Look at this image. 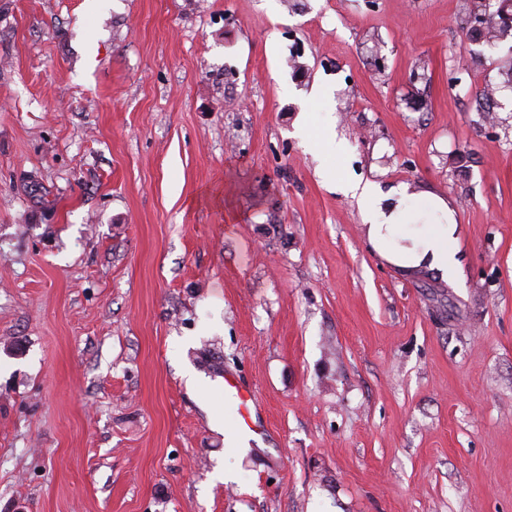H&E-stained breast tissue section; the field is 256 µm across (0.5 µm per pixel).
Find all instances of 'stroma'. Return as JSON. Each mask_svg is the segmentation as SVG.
<instances>
[{
  "label": "stroma",
  "instance_id": "stroma-1",
  "mask_svg": "<svg viewBox=\"0 0 512 512\" xmlns=\"http://www.w3.org/2000/svg\"><path fill=\"white\" fill-rule=\"evenodd\" d=\"M488 3L0 0V512H512ZM326 111L345 177L454 209L456 280L370 249ZM224 389L228 391L236 392V396L238 398V408L237 414L241 419L242 424L247 427V429L241 425L239 428L248 433L249 431H254V429L249 424L250 419V403L253 402L252 396L248 392L241 391L234 383L225 378L224 380Z\"/></svg>",
  "mask_w": 512,
  "mask_h": 512
}]
</instances>
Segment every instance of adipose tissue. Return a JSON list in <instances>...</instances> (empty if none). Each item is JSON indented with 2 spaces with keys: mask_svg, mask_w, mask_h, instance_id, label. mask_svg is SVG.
<instances>
[{
  "mask_svg": "<svg viewBox=\"0 0 512 512\" xmlns=\"http://www.w3.org/2000/svg\"><path fill=\"white\" fill-rule=\"evenodd\" d=\"M319 172L332 190L357 196L366 240L386 264L406 276L445 281L455 275L459 227L441 196L405 186L385 192L372 183L344 179L325 164Z\"/></svg>",
  "mask_w": 512,
  "mask_h": 512,
  "instance_id": "1",
  "label": "adipose tissue"
}]
</instances>
